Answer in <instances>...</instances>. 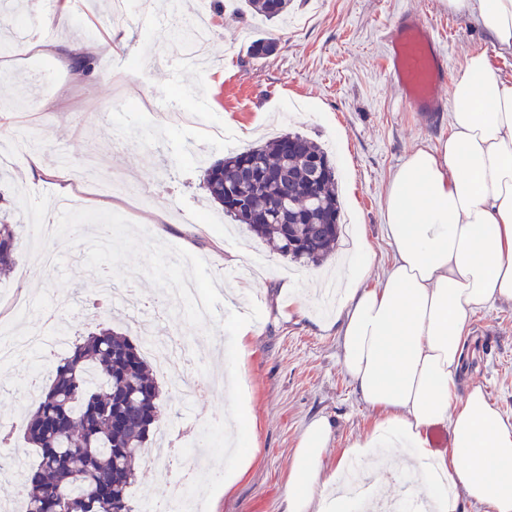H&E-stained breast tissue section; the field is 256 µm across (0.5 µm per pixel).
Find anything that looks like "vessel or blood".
<instances>
[{"mask_svg":"<svg viewBox=\"0 0 512 512\" xmlns=\"http://www.w3.org/2000/svg\"><path fill=\"white\" fill-rule=\"evenodd\" d=\"M384 40L387 73L405 106L431 120L447 112L442 90L448 82V53L438 32L418 14L405 12L386 28Z\"/></svg>","mask_w":512,"mask_h":512,"instance_id":"vessel-or-blood-1","label":"vessel or blood"}]
</instances>
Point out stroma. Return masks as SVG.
Segmentation results:
<instances>
[{"mask_svg": "<svg viewBox=\"0 0 512 512\" xmlns=\"http://www.w3.org/2000/svg\"><path fill=\"white\" fill-rule=\"evenodd\" d=\"M148 11L128 22L112 23V0H71L70 23L55 30L51 44L27 56L0 55V98L22 100L20 108L0 113V208L16 205L17 189L41 190L50 203L78 199L84 208L118 213L143 226L160 241L204 260L219 282L236 295L221 299L218 317L257 305L254 353L247 361L243 387L250 396L259 450L248 474L231 495L216 492L209 512H280L297 441L314 419L328 417L334 429L323 468H336L342 448L364 439L372 411L347 378L339 357L330 310L318 302L323 283L335 278L346 258V242L320 265L300 266L256 240L247 228L225 217L202 187L204 167L228 152L255 147L286 132H297L327 151L337 167L338 193L350 226L364 230L374 252L367 283L380 285L393 251L383 212L395 169L418 145L447 137L448 124L432 125L420 114L403 111L398 89L383 71V25L414 12L439 32L448 50L450 71L465 55L485 53L492 67L512 80V49L498 45L474 18L444 8L442 0H293L287 22L269 23L219 6L217 0H152ZM201 15L214 29L205 68L177 67L181 53L169 39L170 12ZM117 27L123 45L105 54L103 40ZM273 34L276 52L263 59L249 54L251 41ZM83 45L92 59L85 78L61 62L64 47ZM175 103L195 112L187 127L169 125L165 113L146 111L142 100ZM235 129L238 141L210 136V128ZM42 160L40 171L13 164L17 152ZM70 158L73 180L63 184L54 160ZM94 156L105 180L121 177L146 184L148 206L125 196H103L83 179V161ZM238 252L236 265L224 263L225 249ZM85 251L60 252L47 272L35 265L29 243L9 277L0 280V323L13 320L18 334L42 332L55 353L43 362L52 369L70 340L103 324L141 340L134 311L118 299L98 304L97 273L84 267ZM295 278L304 293L305 314L288 316L267 307L281 277ZM56 311L57 325L43 321ZM164 334L188 348L192 361L173 359L169 377L210 388L181 399L162 388V418L178 428L223 415L227 336L206 337L171 307H163ZM470 361L463 387L485 388L493 404L512 417V304L478 310L469 325ZM34 358L0 362V422L10 423L7 447L19 453L23 469L36 457L17 428L36 406L27 392Z\"/></svg>", "mask_w": 512, "mask_h": 512, "instance_id": "35a3bbf8", "label": "stroma"}]
</instances>
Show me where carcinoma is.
Returning <instances> with one entry per match:
<instances>
[{
	"label": "carcinoma",
	"instance_id": "cac0c4a2",
	"mask_svg": "<svg viewBox=\"0 0 512 512\" xmlns=\"http://www.w3.org/2000/svg\"><path fill=\"white\" fill-rule=\"evenodd\" d=\"M291 2L242 0L252 16L266 22L286 19ZM276 46L272 37L258 38L250 55L265 58ZM315 160L325 164L317 176ZM244 163L254 172L242 191L251 219L224 201L227 189L240 183ZM203 187L225 215L296 263H320L339 237L335 167L317 143L299 133L227 154L204 169ZM283 208L293 223H276ZM23 228L14 215H0V275L16 263ZM159 408L157 381L126 335L101 327L74 343L23 421L26 443L38 454L36 466L26 471V512H134L135 462L156 434Z\"/></svg>",
	"mask_w": 512,
	"mask_h": 512
}]
</instances>
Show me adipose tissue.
<instances>
[{
	"label": "adipose tissue",
	"mask_w": 512,
	"mask_h": 512,
	"mask_svg": "<svg viewBox=\"0 0 512 512\" xmlns=\"http://www.w3.org/2000/svg\"><path fill=\"white\" fill-rule=\"evenodd\" d=\"M512 48V0H447ZM449 133L412 150L393 173L384 223L393 262L380 287L365 284L372 254L338 269L339 355L376 417L370 436L324 473L328 418L302 432L281 512H350L340 480L377 449L409 454L433 512H512V418L478 386L459 384L471 317L512 303V81L483 53L468 55L449 91ZM448 427L450 450L427 432Z\"/></svg>",
	"instance_id": "obj_1"
}]
</instances>
